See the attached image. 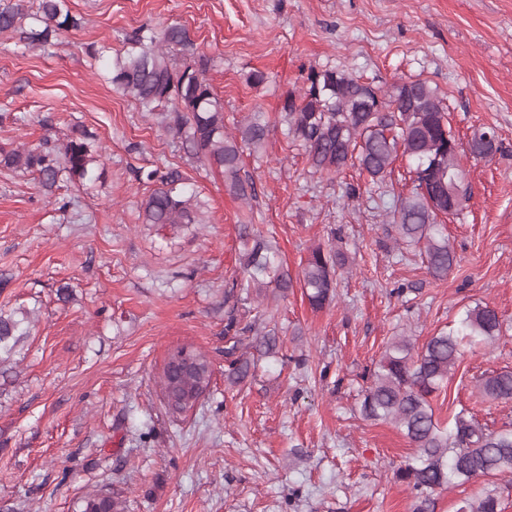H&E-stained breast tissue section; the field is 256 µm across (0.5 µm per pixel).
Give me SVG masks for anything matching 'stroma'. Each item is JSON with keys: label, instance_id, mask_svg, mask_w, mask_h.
<instances>
[{"label": "stroma", "instance_id": "obj_1", "mask_svg": "<svg viewBox=\"0 0 512 512\" xmlns=\"http://www.w3.org/2000/svg\"><path fill=\"white\" fill-rule=\"evenodd\" d=\"M67 5L80 27L44 48L0 33V150L79 138L104 156L95 180L61 182L49 196L35 174L0 169V313L31 320L0 360V512H81L101 491L124 512H414L415 491L396 477L413 445L395 424L359 413L395 337L419 347L467 309L494 308L496 342L466 348L431 405L442 422L466 407L491 429L512 427V400L477 387L512 370V0ZM145 24L181 27L209 58L228 132L267 124L263 146L242 156L252 200L106 79V61ZM313 67L384 91L427 81L461 144L496 130L502 151L462 152L467 199L437 218L456 255L447 275L395 243V197L412 189L405 159L388 185L354 167L320 174L289 135L280 99ZM256 70L265 84L251 83ZM156 168L181 172L203 223H142L153 189L144 175ZM245 228L295 279L313 248L343 252L335 299L316 310L300 286H248ZM236 340L251 365L240 382L224 355ZM177 346L212 365L204 396L183 411L160 386ZM489 492L512 512L505 475L433 492L434 512Z\"/></svg>", "mask_w": 512, "mask_h": 512}]
</instances>
